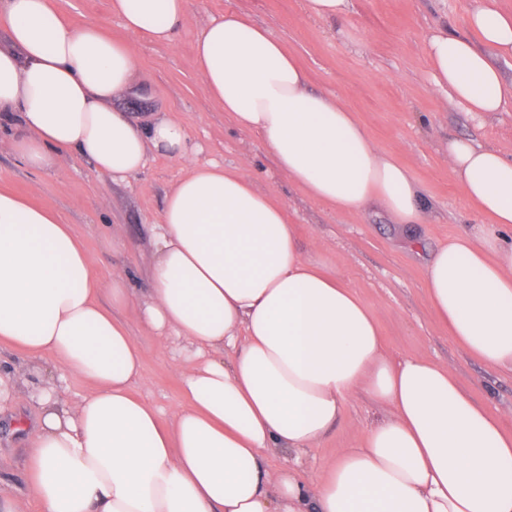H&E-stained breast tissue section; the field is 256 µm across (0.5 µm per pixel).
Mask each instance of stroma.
I'll return each mask as SVG.
<instances>
[{
  "label": "stroma",
  "mask_w": 512,
  "mask_h": 512,
  "mask_svg": "<svg viewBox=\"0 0 512 512\" xmlns=\"http://www.w3.org/2000/svg\"><path fill=\"white\" fill-rule=\"evenodd\" d=\"M477 2L348 0L344 19L319 21L306 16L302 0H191L174 40L155 45L127 32L113 16L110 0H53L73 26L93 23L106 35L135 46L137 81L146 95L117 100L115 108L134 116L158 112L180 121L197 138L200 159L228 167L250 160L256 188L286 207L303 252L323 261L328 271L339 272L376 315L386 354L394 360L417 355L448 365L462 388L512 431V374L486 367L458 346L432 316L423 288L430 253L448 237L472 232L483 221L448 168L449 140L471 139L512 154V103L478 121L430 81L426 38L439 26L463 30ZM229 13L244 15L283 40L306 71L309 88L336 96L373 143L409 169L428 204L426 223L406 231L376 205L341 212L318 203L278 172L257 136L235 129L223 106L201 84L193 52L209 20ZM186 172L179 159L153 153L136 178L115 183L71 152L63 156L58 172L46 173L27 167L0 145V189L54 207L82 241L95 274L107 278L115 268L125 267L140 299L149 286L152 228L166 194ZM114 236L121 239L122 252H113ZM116 316L143 350L144 382L134 392L160 410L162 422H169L172 409L182 401L174 346L153 336L134 307ZM0 370L43 379L68 402L88 391L83 379L65 375L52 357H35L7 344L0 345ZM36 411L31 400L0 409V495L14 499L20 512H35L28 492L32 450L24 434L8 432L6 421ZM384 414L364 393L350 397L336 426L300 456V476L319 481L340 450L355 447Z\"/></svg>",
  "instance_id": "obj_1"
}]
</instances>
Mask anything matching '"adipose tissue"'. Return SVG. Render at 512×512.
Here are the masks:
<instances>
[{
	"instance_id": "adipose-tissue-1",
	"label": "adipose tissue",
	"mask_w": 512,
	"mask_h": 512,
	"mask_svg": "<svg viewBox=\"0 0 512 512\" xmlns=\"http://www.w3.org/2000/svg\"><path fill=\"white\" fill-rule=\"evenodd\" d=\"M189 5L111 0L125 29L154 43L171 41ZM0 21L12 42L0 48V119L18 129L8 146L26 166L54 170L74 151L118 182L152 151L188 164L154 227L138 309L157 335L194 351L166 426L133 393L143 353L114 315L135 298L126 269L99 278L51 206L0 190V343L92 384L72 403L39 395L28 431L38 512H512V432L501 417L448 365L388 360L376 316L299 248L285 207L245 167L198 162L180 122L113 107L142 94L131 43L71 28L49 0H5ZM491 50L512 58V15L494 0L470 11L465 32L440 27L425 43L433 86L476 118L512 101ZM194 60L231 121L310 198L345 212L376 203L396 224L422 223L409 170L335 97L310 91L269 30L239 14L211 19ZM448 165L485 221L427 262L429 309L472 357L512 371V155L455 139ZM358 391L391 414L321 481L264 465L262 449L292 461L316 446Z\"/></svg>"
}]
</instances>
